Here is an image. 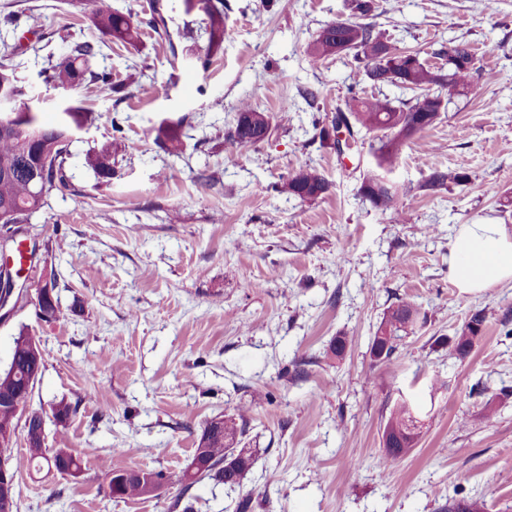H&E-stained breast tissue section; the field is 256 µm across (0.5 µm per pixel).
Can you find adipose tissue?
I'll return each instance as SVG.
<instances>
[{
	"label": "adipose tissue",
	"instance_id": "1",
	"mask_svg": "<svg viewBox=\"0 0 512 512\" xmlns=\"http://www.w3.org/2000/svg\"><path fill=\"white\" fill-rule=\"evenodd\" d=\"M448 274L461 294L512 282V235L504 225H459L448 253Z\"/></svg>",
	"mask_w": 512,
	"mask_h": 512
}]
</instances>
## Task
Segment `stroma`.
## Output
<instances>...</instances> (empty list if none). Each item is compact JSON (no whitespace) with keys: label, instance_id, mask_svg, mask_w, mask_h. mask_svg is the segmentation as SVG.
Masks as SVG:
<instances>
[{"label":"stroma","instance_id":"stroma-1","mask_svg":"<svg viewBox=\"0 0 512 512\" xmlns=\"http://www.w3.org/2000/svg\"><path fill=\"white\" fill-rule=\"evenodd\" d=\"M163 2L167 36L144 28L95 60L126 85L103 97L39 75L91 37L88 0H0V57L20 61L39 118L94 115L69 148L67 188L51 193L23 241L38 252L20 284L35 294L43 267L55 269L61 314L46 322L28 303L0 322L1 369L19 331L40 342L33 406L77 403L67 446L83 473L34 472L16 436L19 512H169L179 495L192 512H235L245 497L252 512H440L451 498L512 512V334L502 325L512 285L463 296L448 277L458 225L512 231V0H372L367 22L396 46L464 41L477 57L442 122L380 171L397 190L385 211L360 193L376 169L368 142L341 156L319 130L351 95L397 102L408 91L372 86L353 54L316 66L304 55L323 27L355 19L353 0H224V46L205 70L183 37L202 12ZM8 13L19 25L2 22ZM244 99L276 127L230 154L224 136ZM184 117L180 151L156 143L155 127ZM106 141L115 173L100 182L87 154ZM306 165L326 176V194L275 192ZM435 169L469 182L427 190ZM405 299L423 321L393 364H374L375 331ZM478 310L489 320L458 357L448 340ZM339 336L354 340L341 358L330 351ZM403 400L420 408L423 428L411 454L382 471L372 460ZM242 405L253 408L242 442L255 464L239 486L105 496L106 469L181 470L204 424Z\"/></svg>","mask_w":512,"mask_h":512}]
</instances>
